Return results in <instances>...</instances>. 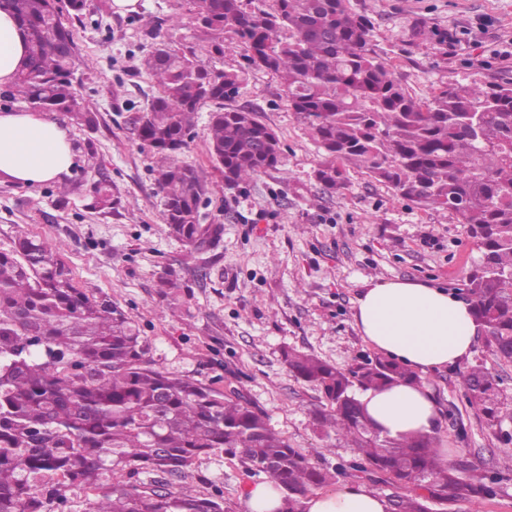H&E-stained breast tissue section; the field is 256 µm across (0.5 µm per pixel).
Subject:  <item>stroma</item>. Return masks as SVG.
<instances>
[{
  "instance_id": "obj_1",
  "label": "stroma",
  "mask_w": 512,
  "mask_h": 512,
  "mask_svg": "<svg viewBox=\"0 0 512 512\" xmlns=\"http://www.w3.org/2000/svg\"><path fill=\"white\" fill-rule=\"evenodd\" d=\"M113 0H87L80 15L62 21L78 48L75 78L97 115V125L72 124L61 112L76 148L67 194L55 183L19 186L0 182V249H11L18 231L59 246L77 288L131 315L160 369L214 387L238 391L262 410L271 427L296 448H320L322 463L339 469L336 485L365 482L358 451L340 434L320 436L313 415L326 402L298 380L283 360L293 348L349 370L375 359L377 350L357 329L355 302L366 284L413 280L466 298L480 260L459 217L396 196L364 170L344 169V188L331 192L315 172L324 159L310 130L289 107L277 77L246 74L228 107H243L280 138L276 169L226 186L210 157L208 110L198 114L182 155L205 177L209 192L200 212L221 231L193 252L171 237L161 220L156 184L162 157L142 145L133 122L159 88L142 60L156 44L206 56V43L188 22L189 0H139L119 13ZM373 22L372 47L415 98L428 100L440 81L512 82V0H350ZM435 36L451 35L447 52L434 38L417 41L413 25ZM207 57V56H206ZM112 183L111 208L93 205L92 187ZM184 287L172 311L158 287L163 273ZM439 417L434 445L449 461L497 477L496 496L475 502L461 495L443 512H512V419L489 425L471 406L456 366L420 376ZM239 459L201 457L166 488L196 495L221 493L225 512H248L244 490L257 482Z\"/></svg>"
}]
</instances>
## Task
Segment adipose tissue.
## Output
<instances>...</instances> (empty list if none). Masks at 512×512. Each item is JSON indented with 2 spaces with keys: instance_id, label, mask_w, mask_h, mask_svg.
I'll use <instances>...</instances> for the list:
<instances>
[{
  "instance_id": "adipose-tissue-1",
  "label": "adipose tissue",
  "mask_w": 512,
  "mask_h": 512,
  "mask_svg": "<svg viewBox=\"0 0 512 512\" xmlns=\"http://www.w3.org/2000/svg\"><path fill=\"white\" fill-rule=\"evenodd\" d=\"M27 35L0 10V88L14 85L26 62ZM76 152L68 127L34 111H0V178L22 185L65 180ZM354 321L365 340L410 370L428 372L469 357L481 333L469 302L422 282H373L356 300ZM359 400L381 436L432 434L438 410L429 390L402 382L368 389ZM305 512H390V503L365 484L345 485L308 498Z\"/></svg>"
}]
</instances>
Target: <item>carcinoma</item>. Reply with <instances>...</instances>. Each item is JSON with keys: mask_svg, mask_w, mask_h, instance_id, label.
<instances>
[{"mask_svg": "<svg viewBox=\"0 0 512 512\" xmlns=\"http://www.w3.org/2000/svg\"><path fill=\"white\" fill-rule=\"evenodd\" d=\"M209 55L224 56V29L236 35L241 70L218 69L163 45L144 60L160 91L136 121L138 138L165 154L156 178L163 223L197 250L219 227L199 222L205 179L184 164L197 114L211 107L210 154L236 184L282 162L276 132L244 108H226L246 69L279 77L292 110L325 159L316 170L329 191L344 186L346 165L366 170L423 207H454L482 248L467 294L486 346L512 361V83L448 81L423 102L371 48L374 23L349 0H191ZM27 33V59L14 94L93 128L96 113L74 85L77 47L57 0H0ZM288 37H281L282 31ZM95 204L112 206L108 180ZM179 302L181 284L160 280ZM293 375L327 407L314 414L324 435L340 431L362 455L360 472L429 495H387L391 512H433L461 486V468L443 464L431 436L383 437L358 402L362 390L416 375L378 357L342 371L291 349ZM468 402L489 424L512 417L498 377L485 366L458 372ZM322 448H295L243 397L155 367L131 316L73 284L59 248L28 235L0 250V512H224L220 493L191 495L148 486L144 474L184 475L202 455L224 453L270 477L283 494L277 512H304L313 488L341 475L316 463ZM480 475L472 495L495 493ZM95 494L90 508L76 510Z\"/></svg>", "mask_w": 512, "mask_h": 512, "instance_id": "carcinoma-1", "label": "carcinoma"}]
</instances>
